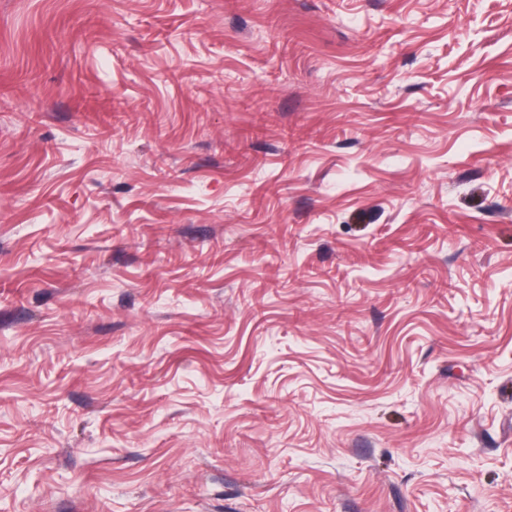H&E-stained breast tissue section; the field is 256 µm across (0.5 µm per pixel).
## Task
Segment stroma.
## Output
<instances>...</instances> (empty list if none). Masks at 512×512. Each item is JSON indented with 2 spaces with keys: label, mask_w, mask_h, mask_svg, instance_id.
I'll list each match as a JSON object with an SVG mask.
<instances>
[{
  "label": "stroma",
  "mask_w": 512,
  "mask_h": 512,
  "mask_svg": "<svg viewBox=\"0 0 512 512\" xmlns=\"http://www.w3.org/2000/svg\"><path fill=\"white\" fill-rule=\"evenodd\" d=\"M0 512H512V0H0Z\"/></svg>",
  "instance_id": "35a3bbf8"
}]
</instances>
